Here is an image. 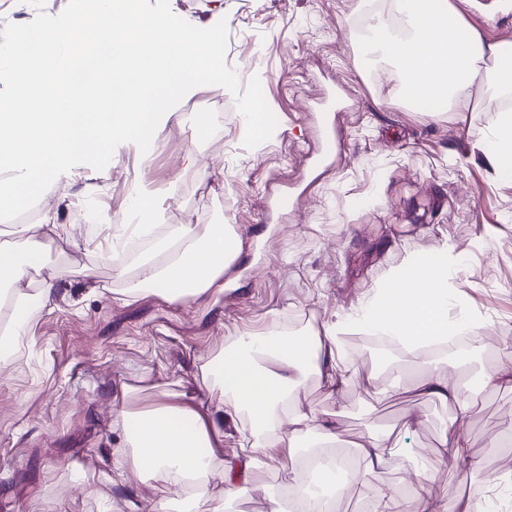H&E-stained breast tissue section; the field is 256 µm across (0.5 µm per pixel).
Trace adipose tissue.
<instances>
[{"instance_id": "ef3b65f1", "label": "adipose tissue", "mask_w": 512, "mask_h": 512, "mask_svg": "<svg viewBox=\"0 0 512 512\" xmlns=\"http://www.w3.org/2000/svg\"><path fill=\"white\" fill-rule=\"evenodd\" d=\"M396 25L377 18L357 34L368 54L398 67L395 93L408 105L429 101L459 111L474 95L512 96V43H488L468 29L450 0H394ZM26 239L18 247L0 248V370L13 359L18 343L48 301L53 284L40 279L46 245L61 237L59 224H24ZM239 235L229 224H171L162 240L140 256L120 291L122 301L160 289L164 298L182 302L209 291L238 254ZM447 261L414 260L394 272L380 295L365 308L361 321L381 335L406 339L411 348L432 344L458 331L448 318ZM336 327L323 333L277 332L227 337L222 349L203 358L202 378L220 391L218 417L182 401L176 385L158 394L152 407L133 413L119 409L118 424L133 423L119 466L139 478L158 476L175 489L182 512H191L193 487L221 477L224 497L249 491L240 476L261 457L291 452L301 439L312 446H335L334 418L317 415L301 401L306 375H314L327 399H336L354 366L341 356ZM409 391L454 406V422L466 417L470 404L459 397L460 375L445 368L418 374ZM240 423L239 450L225 459L223 420ZM388 435L371 431L359 446L360 469L352 482L366 491L365 512H487L484 503L430 494L410 499L392 492L374 477L394 455ZM328 478L322 467L294 472L291 490L268 494L267 512H333L335 501L319 497L316 486Z\"/></svg>"}]
</instances>
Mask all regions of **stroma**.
Instances as JSON below:
<instances>
[{
  "label": "stroma",
  "mask_w": 512,
  "mask_h": 512,
  "mask_svg": "<svg viewBox=\"0 0 512 512\" xmlns=\"http://www.w3.org/2000/svg\"><path fill=\"white\" fill-rule=\"evenodd\" d=\"M490 42H512V0H451ZM174 14L206 28L227 24L226 64L241 82L259 76L277 118L269 140L242 145L245 121L225 88L189 91L159 124L154 147L119 145L104 170L86 165L55 180L21 221L0 220V245H21L19 223L86 224L76 244H53L41 278L53 292L12 365L0 372V512H147L173 498L159 480L120 476L122 406L141 409L171 379L185 401L216 410L202 356L227 337L349 323L412 258L444 250L453 263L449 318L467 316L477 339L466 356L410 355L419 368H460L472 406L461 430L467 461L437 452L449 409L408 393H379L364 353L336 401L315 380L301 392L332 412L353 451L370 428L399 432L400 457H425L431 492L482 498L490 473L512 471V388H477L512 352V178L490 160L488 136L512 98L484 97L459 112L415 110L394 96L393 65H368L355 33L390 0H169ZM211 118L195 135L191 114ZM151 192L157 224H232L240 254L223 289L181 303L148 291L115 300L119 270L135 259L111 251L112 227L134 224L136 190ZM96 270L85 277L84 268ZM427 425L402 431L406 414ZM257 461L248 497L225 512H265L305 455Z\"/></svg>",
  "instance_id": "1"
}]
</instances>
